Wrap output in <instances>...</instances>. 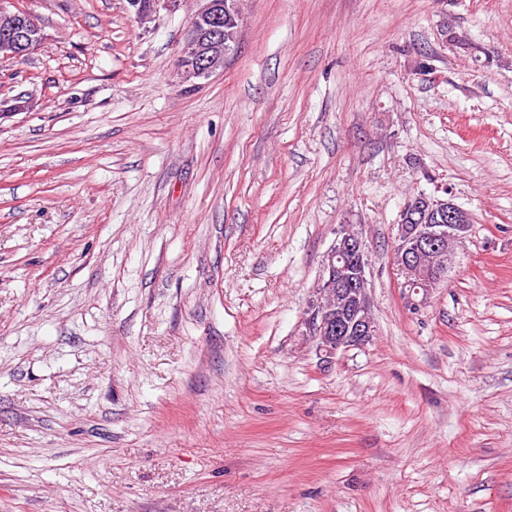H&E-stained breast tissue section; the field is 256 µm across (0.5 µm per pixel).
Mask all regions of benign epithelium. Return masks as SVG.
I'll list each match as a JSON object with an SVG mask.
<instances>
[{
	"instance_id": "1",
	"label": "benign epithelium",
	"mask_w": 512,
	"mask_h": 512,
	"mask_svg": "<svg viewBox=\"0 0 512 512\" xmlns=\"http://www.w3.org/2000/svg\"><path fill=\"white\" fill-rule=\"evenodd\" d=\"M138 18L156 12L162 0H126ZM187 29L182 48L183 78L206 81L224 68L238 43L242 23L238 0H199ZM0 14L12 24L0 31V60L30 54L40 44L42 33L21 10L0 4ZM424 204L439 214L438 223L400 224L395 238L397 265L405 274L404 285L414 292L435 287L442 272L432 266L429 257L443 253L469 232L465 209L452 196L428 200L422 195L416 204ZM368 258L363 240L351 231H342L322 261V274L305 312L306 335L313 338L322 362L329 364L336 356L369 343L376 334L367 293Z\"/></svg>"
}]
</instances>
